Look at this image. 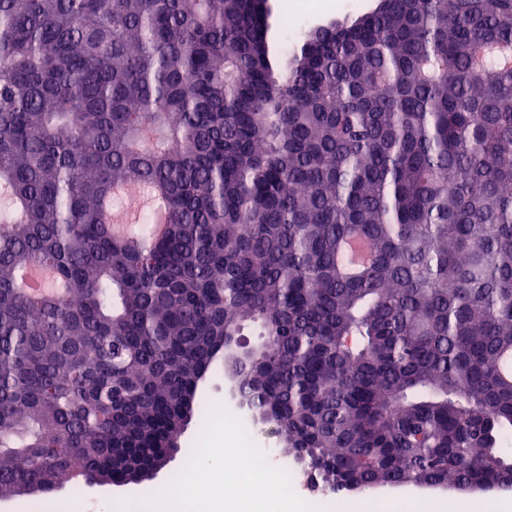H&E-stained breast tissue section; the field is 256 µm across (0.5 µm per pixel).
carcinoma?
Wrapping results in <instances>:
<instances>
[{
    "instance_id": "cac0c4a2",
    "label": "carcinoma",
    "mask_w": 512,
    "mask_h": 512,
    "mask_svg": "<svg viewBox=\"0 0 512 512\" xmlns=\"http://www.w3.org/2000/svg\"><path fill=\"white\" fill-rule=\"evenodd\" d=\"M271 13L0 0V499L153 476L220 356L338 493L512 479V0ZM338 8L336 9V0H292L297 13V23L299 32L297 35L289 39L288 33H292L294 27V13L291 10V3L284 1L283 10L288 16V26L282 21H274V40H277L283 50L291 51L301 32L309 27L325 22L331 18H342L344 15H357L368 10L375 0H337ZM52 280V273L45 267H34L26 269L21 274V281L24 288L29 290L37 289V293L44 291Z\"/></svg>"
}]
</instances>
